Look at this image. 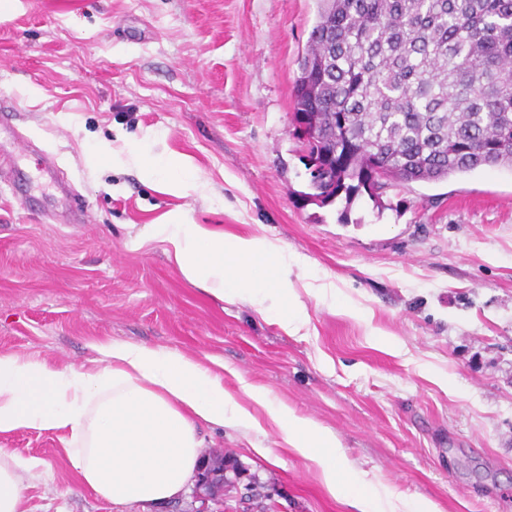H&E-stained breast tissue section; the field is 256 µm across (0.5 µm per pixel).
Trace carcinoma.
<instances>
[{"label":"carcinoma","mask_w":512,"mask_h":512,"mask_svg":"<svg viewBox=\"0 0 512 512\" xmlns=\"http://www.w3.org/2000/svg\"><path fill=\"white\" fill-rule=\"evenodd\" d=\"M294 113L334 188L318 206L388 185L512 168V0H317Z\"/></svg>","instance_id":"1"}]
</instances>
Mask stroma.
Here are the masks:
<instances>
[{"label": "stroma", "instance_id": "stroma-1", "mask_svg": "<svg viewBox=\"0 0 512 512\" xmlns=\"http://www.w3.org/2000/svg\"><path fill=\"white\" fill-rule=\"evenodd\" d=\"M317 0H18L0 16V99L86 205L66 224L42 191L0 182V352L62 366L110 337L224 362V387L268 389L332 429L367 480L441 512H512V169L304 201L292 90ZM190 158L203 195L159 192L100 147ZM183 208L226 237L305 256L335 302L303 295L288 335L263 309L191 284L139 229ZM248 439L201 427L262 486L264 512H351L272 423ZM271 449L267 461L253 444ZM0 448L43 459L27 512H198L192 491L143 506L85 491L62 436Z\"/></svg>", "mask_w": 512, "mask_h": 512}]
</instances>
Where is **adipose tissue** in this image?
I'll return each instance as SVG.
<instances>
[{"label":"adipose tissue","mask_w":512,"mask_h":512,"mask_svg":"<svg viewBox=\"0 0 512 512\" xmlns=\"http://www.w3.org/2000/svg\"><path fill=\"white\" fill-rule=\"evenodd\" d=\"M159 191L190 197L205 186L190 159L128 153ZM141 241L161 242L183 276L215 299L262 307L278 293V319L297 334L307 315L301 294L326 296L327 286H295L293 268L306 267L280 242L265 237L225 239L223 231L194 223L177 209L143 225ZM88 364L61 367L45 359L0 352V435L23 430L63 433L75 476L94 497L110 504L160 503L180 494L199 465L197 426L207 423L261 431L268 417L282 441L312 461L332 496L353 512H440L430 500L412 501L364 478L340 450L335 432L241 383V395L224 387V375L193 355L112 338L90 341ZM44 460L0 448V512H26L29 490L46 473Z\"/></svg>","instance_id":"obj_1"}]
</instances>
